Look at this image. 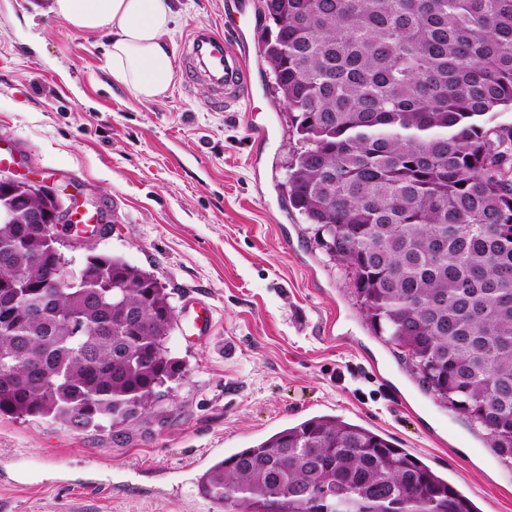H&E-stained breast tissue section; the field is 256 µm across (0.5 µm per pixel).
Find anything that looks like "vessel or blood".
<instances>
[{
    "label": "vessel or blood",
    "mask_w": 512,
    "mask_h": 512,
    "mask_svg": "<svg viewBox=\"0 0 512 512\" xmlns=\"http://www.w3.org/2000/svg\"><path fill=\"white\" fill-rule=\"evenodd\" d=\"M238 45L228 48L221 28L194 25L180 48V64L195 79L216 92L218 107L232 109L249 102L252 83L248 67L249 44L243 25H234Z\"/></svg>",
    "instance_id": "obj_1"
}]
</instances>
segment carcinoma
<instances>
[{"label": "carcinoma", "mask_w": 512, "mask_h": 512, "mask_svg": "<svg viewBox=\"0 0 512 512\" xmlns=\"http://www.w3.org/2000/svg\"><path fill=\"white\" fill-rule=\"evenodd\" d=\"M261 58L300 147L288 203L346 265L373 332L512 459V0H264ZM0 417L110 430L185 368L154 273L87 255L62 288L45 224L0 221ZM44 305L34 322L26 307ZM222 512H478L382 434L321 415L212 464Z\"/></svg>", "instance_id": "obj_1"}]
</instances>
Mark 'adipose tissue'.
<instances>
[{"label": "adipose tissue", "instance_id": "ef3b65f1", "mask_svg": "<svg viewBox=\"0 0 512 512\" xmlns=\"http://www.w3.org/2000/svg\"><path fill=\"white\" fill-rule=\"evenodd\" d=\"M71 29L106 33L110 74L135 97L163 96L174 81L170 0H50Z\"/></svg>", "mask_w": 512, "mask_h": 512}]
</instances>
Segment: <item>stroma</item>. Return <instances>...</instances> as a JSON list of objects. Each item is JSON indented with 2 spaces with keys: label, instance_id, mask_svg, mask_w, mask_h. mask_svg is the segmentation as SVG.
<instances>
[{
  "label": "stroma",
  "instance_id": "stroma-1",
  "mask_svg": "<svg viewBox=\"0 0 512 512\" xmlns=\"http://www.w3.org/2000/svg\"><path fill=\"white\" fill-rule=\"evenodd\" d=\"M171 4L177 45L190 25L233 19V0ZM47 7L0 0V149L89 199L106 219L97 252L156 275L186 375L119 432L0 417V462L15 465L0 512H218L197 489L213 462L319 415L389 436L480 512H512V463L372 332L346 270L289 206L296 139L259 53L239 110L216 107L201 80L143 100L113 82L104 33Z\"/></svg>",
  "mask_w": 512,
  "mask_h": 512
}]
</instances>
